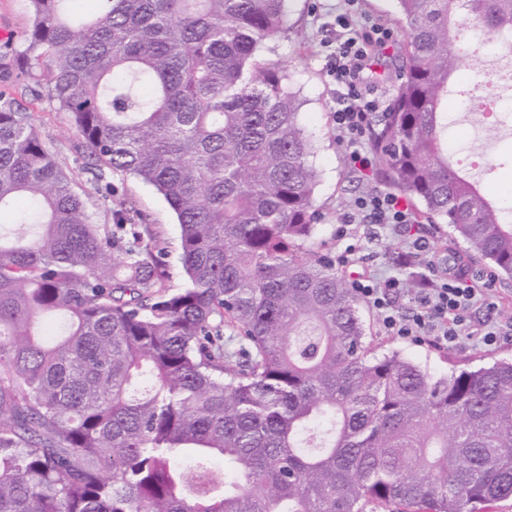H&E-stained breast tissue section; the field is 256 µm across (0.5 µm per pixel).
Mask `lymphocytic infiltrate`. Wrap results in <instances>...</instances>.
<instances>
[{"label":"lymphocytic infiltrate","instance_id":"lymphocytic-infiltrate-1","mask_svg":"<svg viewBox=\"0 0 512 512\" xmlns=\"http://www.w3.org/2000/svg\"><path fill=\"white\" fill-rule=\"evenodd\" d=\"M343 29L342 38L329 54L326 69L342 86V103L334 114L337 131L347 138L351 151L349 169L360 172L371 167L373 158L364 149L363 139L371 119L383 106L382 100L369 90L362 72L364 62L375 47L389 41L392 31L376 22L353 25L348 15L336 17ZM412 213L393 192L368 191L350 204L340 219V234L350 226L373 224L380 228H398L413 223ZM399 278L367 275L353 284L355 293L377 313L381 325L390 336H427L439 345L452 346L463 337H478L484 344H494L501 333L499 324H473L471 310L485 300L486 292L467 278L466 271L452 276H423L413 315L404 316L391 302L392 293L401 288Z\"/></svg>","mask_w":512,"mask_h":512}]
</instances>
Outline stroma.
Returning a JSON list of instances; mask_svg holds the SVG:
<instances>
[{"label": "stroma", "instance_id": "obj_1", "mask_svg": "<svg viewBox=\"0 0 512 512\" xmlns=\"http://www.w3.org/2000/svg\"><path fill=\"white\" fill-rule=\"evenodd\" d=\"M342 0H292L288 23L293 32L290 39L271 42L267 59L287 62L290 79L288 88L302 100L301 120L312 134L316 149L313 163L319 180L315 190V205L321 215L317 240L323 252L339 256L346 247L339 238L338 221L349 204L366 191L384 189L374 170L362 174L351 173L347 165L348 148L339 138L332 114L338 108L342 90L325 72L327 48L325 40L330 33L327 22L342 12ZM355 19L375 21L394 29V43L376 55L371 70L377 83V93L383 102H390L396 83L394 62L399 54L402 33L396 30V0H358ZM32 25L29 0H0V94L15 99L27 112L32 124L48 149L64 159L72 188L85 196L89 219L95 224L111 221L113 197L125 201L135 223L148 224L160 231L167 246L165 262L169 273L167 284L176 289L183 284V269L179 247L180 229L176 217L152 187L132 176H111L109 184L96 182L88 165V157L75 151L78 141L68 113L59 111L46 98L30 90L26 76L28 65L19 61L23 40ZM472 71H464L458 87V98L452 109L453 124L448 133V148L455 154L466 152L482 155L499 154L493 169L474 167L469 174L477 184L496 197L506 209L512 210V146L496 152L494 143L481 137L465 110L467 82ZM430 243L431 256L439 268L448 272L469 267L465 244L456 239L449 224H407L396 230L372 231L361 228L356 234L359 243L358 258L347 267L349 276L371 272L381 277L407 278L409 269L396 263L398 252L406 249L416 237ZM492 304H477L473 319L502 324L497 342L485 345L477 340H460L453 347L434 344L426 338L385 335L380 321L369 306L361 312L376 353L402 351L416 360L431 375L446 377L453 372L496 360L512 359V330L506 327V315L512 311V280H492Z\"/></svg>", "mask_w": 512, "mask_h": 512}]
</instances>
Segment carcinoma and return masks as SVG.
<instances>
[{"label": "carcinoma", "mask_w": 512, "mask_h": 512, "mask_svg": "<svg viewBox=\"0 0 512 512\" xmlns=\"http://www.w3.org/2000/svg\"><path fill=\"white\" fill-rule=\"evenodd\" d=\"M30 0L20 55L95 166L155 187L160 232L112 199L92 224L0 94V512H478L512 497V361L435 378L368 341L314 244L313 144L288 69L289 0ZM401 78L370 133L379 176L512 278V224L448 156L450 89L512 36V0H398ZM239 348H225L224 331ZM234 478L220 477L219 465ZM118 197L126 202L131 209L130 216L135 224H150L161 232L165 239L167 255L165 262L169 273L167 286L171 289L181 288L183 269L179 247L180 229L175 214L152 187L132 176H109Z\"/></svg>", "instance_id": "cac0c4a2"}]
</instances>
